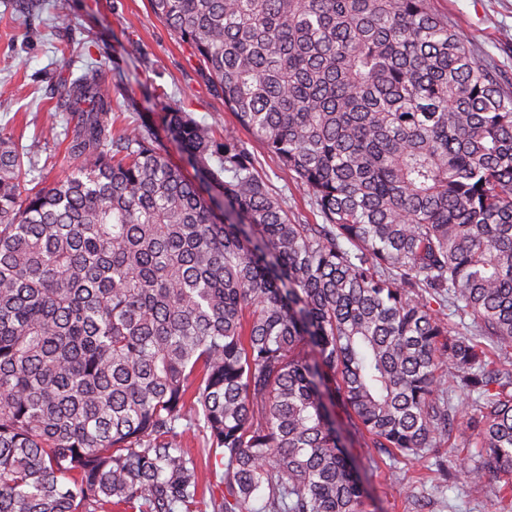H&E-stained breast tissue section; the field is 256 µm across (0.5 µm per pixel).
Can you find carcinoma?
I'll use <instances>...</instances> for the list:
<instances>
[{"label": "carcinoma", "instance_id": "cac0c4a2", "mask_svg": "<svg viewBox=\"0 0 512 512\" xmlns=\"http://www.w3.org/2000/svg\"><path fill=\"white\" fill-rule=\"evenodd\" d=\"M148 3L249 139L164 113L198 183L96 74L62 178L0 136V512H366L343 430L511 492L512 92L428 0ZM250 149L255 154L260 174L282 197L289 215L300 222L320 224L321 218L316 215L311 199L292 182L283 171L279 160L274 155L267 153L258 143H253V147Z\"/></svg>", "mask_w": 512, "mask_h": 512}]
</instances>
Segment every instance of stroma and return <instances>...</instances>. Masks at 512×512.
I'll list each match as a JSON object with an SVG mask.
<instances>
[{
	"instance_id": "obj_1",
	"label": "stroma",
	"mask_w": 512,
	"mask_h": 512,
	"mask_svg": "<svg viewBox=\"0 0 512 512\" xmlns=\"http://www.w3.org/2000/svg\"><path fill=\"white\" fill-rule=\"evenodd\" d=\"M0 0V134L27 149L26 181L50 184L72 160L64 137L45 139L52 110L72 80L100 70L112 88L117 128L152 126L178 109L199 123L237 132L224 102L200 74L191 47L151 13L148 0ZM435 13L462 29L475 59L512 89V0H429ZM126 53L112 52L115 39ZM252 151L262 177L289 215L319 223L311 199L261 145ZM370 512H494L489 485L467 483L462 470L441 479L434 458L386 459L365 471Z\"/></svg>"
}]
</instances>
